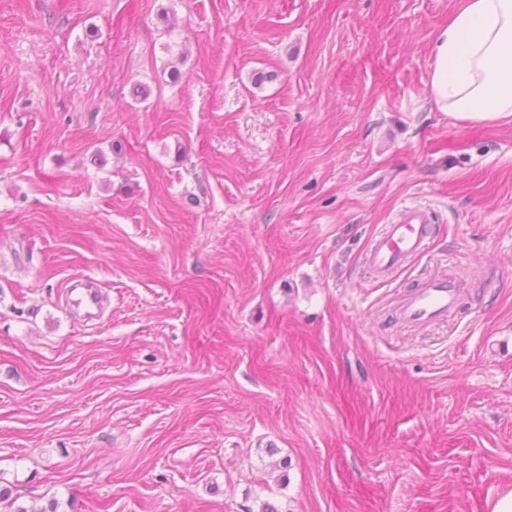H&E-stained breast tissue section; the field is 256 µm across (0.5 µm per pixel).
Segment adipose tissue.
<instances>
[{
  "label": "adipose tissue",
  "mask_w": 512,
  "mask_h": 512,
  "mask_svg": "<svg viewBox=\"0 0 512 512\" xmlns=\"http://www.w3.org/2000/svg\"><path fill=\"white\" fill-rule=\"evenodd\" d=\"M430 96L456 121L512 118V0H460L433 44Z\"/></svg>",
  "instance_id": "ef3b65f1"
}]
</instances>
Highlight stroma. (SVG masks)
Listing matches in <instances>:
<instances>
[{
    "mask_svg": "<svg viewBox=\"0 0 512 512\" xmlns=\"http://www.w3.org/2000/svg\"><path fill=\"white\" fill-rule=\"evenodd\" d=\"M457 4L0 0L18 506L491 512L512 489V121L431 100ZM408 206L429 248L379 277L366 249ZM437 276L455 309L403 323ZM75 279L99 318L66 310Z\"/></svg>",
    "mask_w": 512,
    "mask_h": 512,
    "instance_id": "obj_1",
    "label": "stroma"
}]
</instances>
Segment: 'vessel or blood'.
I'll return each mask as SVG.
<instances>
[{"label":"vessel or blood","instance_id":"1","mask_svg":"<svg viewBox=\"0 0 512 512\" xmlns=\"http://www.w3.org/2000/svg\"><path fill=\"white\" fill-rule=\"evenodd\" d=\"M432 219L420 208L403 210L385 225L366 251V263L378 275L401 269L424 252ZM458 300V285L451 278H432L405 300L402 318L413 325H430L447 318Z\"/></svg>","mask_w":512,"mask_h":512}]
</instances>
